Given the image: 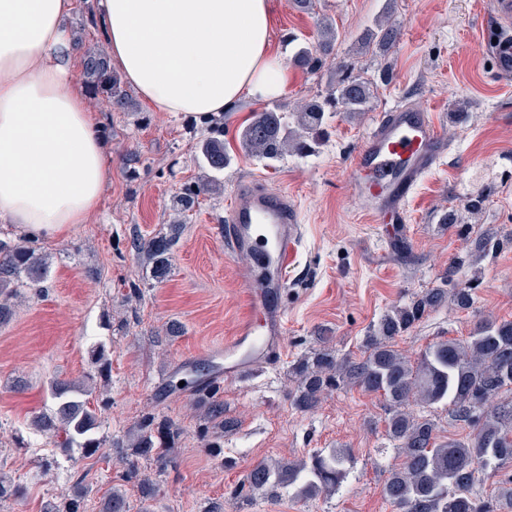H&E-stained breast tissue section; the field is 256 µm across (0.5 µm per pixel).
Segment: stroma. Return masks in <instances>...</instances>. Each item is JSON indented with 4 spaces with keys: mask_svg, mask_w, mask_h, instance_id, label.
<instances>
[{
    "mask_svg": "<svg viewBox=\"0 0 512 512\" xmlns=\"http://www.w3.org/2000/svg\"><path fill=\"white\" fill-rule=\"evenodd\" d=\"M385 0H318L316 13L292 0H270L271 46L291 58L294 46L313 42L316 16L332 21L341 59L355 74L376 81L370 109L350 116L329 113L325 141L310 155L289 154L275 163L253 157L239 134L263 100L245 99L224 115V143L231 162L224 189L200 197L183 224L170 272L155 280L131 248L133 237L167 231L172 201L185 184L207 176L199 162L202 121L154 111L130 92L127 111H97L110 148L112 178L89 223L65 236H42L49 256L46 288L22 290L12 322L0 327V468L12 473L24 496L0 502V512H40L42 501L68 491L86 474L97 492L118 483L117 463L128 434L144 413L176 424L179 464L159 479L153 512H206L223 501L224 512H395L383 487L400 457L384 431L385 402L376 394L342 388L313 410H297L289 365L327 346L338 355L358 354L362 339L391 306L435 287L464 253L465 242L443 223L448 211L464 214L467 197L487 183L496 190L474 231L496 232L502 245L482 264L475 310L444 306L433 311L396 346L418 356L436 341L464 339L481 316L512 320V77L494 69L489 39L498 24L492 0H397L396 45L382 55L356 52V37L381 14ZM327 75L290 67L277 103L293 107L326 94ZM407 104L434 113L447 149L419 182L408 204L412 240L408 257L391 250L380 226L347 190L353 155L377 113ZM465 109L463 122L448 119ZM256 180L288 191L302 226L299 258L288 271L282 299L288 316L285 353L271 367L220 386L224 425L194 409L190 390L160 394V378L179 373L192 359L213 372L208 349L235 332L242 313L239 256L226 253L220 232L224 212L243 182ZM102 343L111 371L102 386L97 456L54 449L57 461L43 474L29 445L45 442L32 429V413L49 410L52 383L91 373L87 349ZM221 448L205 454L203 439ZM347 449L353 469L341 491L304 500L294 489L259 491L250 501L234 494L259 460L296 459L316 450Z\"/></svg>",
    "mask_w": 512,
    "mask_h": 512,
    "instance_id": "1",
    "label": "stroma"
}]
</instances>
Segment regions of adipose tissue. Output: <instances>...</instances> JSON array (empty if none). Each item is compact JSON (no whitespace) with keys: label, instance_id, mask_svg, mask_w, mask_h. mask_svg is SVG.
Returning <instances> with one entry per match:
<instances>
[{"label":"adipose tissue","instance_id":"adipose-tissue-1","mask_svg":"<svg viewBox=\"0 0 512 512\" xmlns=\"http://www.w3.org/2000/svg\"><path fill=\"white\" fill-rule=\"evenodd\" d=\"M74 0H0V223L31 237L88 223L111 176L73 83ZM108 60L155 111L208 121L279 97L269 0H97Z\"/></svg>","mask_w":512,"mask_h":512}]
</instances>
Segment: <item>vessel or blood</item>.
<instances>
[{
  "label": "vessel or blood",
  "instance_id": "1",
  "mask_svg": "<svg viewBox=\"0 0 512 512\" xmlns=\"http://www.w3.org/2000/svg\"><path fill=\"white\" fill-rule=\"evenodd\" d=\"M445 149L429 112L400 105L381 116L356 151L348 173L351 192L377 223L387 225L390 248L408 245V201ZM224 222L226 251L248 260L239 279L243 312L233 336L211 353L223 365L203 379L206 387L236 382L282 355L288 318L281 297L302 237L287 191L256 182L240 185Z\"/></svg>",
  "mask_w": 512,
  "mask_h": 512
}]
</instances>
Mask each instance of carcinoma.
I'll use <instances>...</instances> for the list:
<instances>
[{"label": "carcinoma", "instance_id": "1", "mask_svg": "<svg viewBox=\"0 0 512 512\" xmlns=\"http://www.w3.org/2000/svg\"><path fill=\"white\" fill-rule=\"evenodd\" d=\"M397 0H386L373 26L357 38L365 52H387L398 40L399 26L392 21ZM74 51L80 55L82 84L95 104L113 110L128 107L129 96L121 77L112 70L105 47L86 42L82 30L72 31ZM337 34L325 18L318 20L317 41L294 48L293 63L311 75L334 66L336 82L326 95L301 102L286 111L274 107L258 112L242 129L245 150L269 162L283 159L290 151H312L324 131L325 113L342 107L350 113L364 112L373 99L371 82L349 73L350 64L336 61ZM201 163L209 174L184 185L175 197L173 209L183 217L193 211L199 196L212 194L223 184L221 175L230 164L224 146V124L212 121L200 140ZM446 222L466 242L465 254L440 277V284L416 294L387 311L365 336L358 358L340 357L328 349L314 350L289 367L297 383L293 405L310 411L324 395L345 387L379 394L386 401V436L401 456L399 466L390 469L384 496L397 512H509L512 509V479L490 496H478L474 486L488 472L512 467V321L483 318L464 340L448 339L428 346L411 359L395 348L396 338L411 331L432 310L449 304L468 311L476 302L481 284L478 265L501 246L495 233L475 237L469 225L448 213ZM177 228L132 241L136 255L150 267L154 278L167 274ZM470 269L466 280L458 278ZM48 273L47 257L37 253L33 242L13 243L0 239V326L10 322L20 289L41 292ZM98 377L108 375L110 353L102 344L90 347ZM57 381L51 386L54 407L32 415L30 426L48 436L60 448L76 451L85 458L99 454L104 439L98 436L99 406L92 398V384ZM448 406L449 420L469 429L464 438L438 439L437 426L425 415L434 405ZM193 405L218 420L224 404L212 391L196 389ZM421 411H414V406ZM173 424L161 425L155 417H142L129 437V451L121 456L120 481L136 485L141 500L151 502L157 495L155 480L144 474L142 462L161 473L176 463ZM352 459L347 450H318L306 458L262 460L247 472L241 489L265 490L286 486L308 499L337 493L347 479ZM94 488L80 477L70 493L45 502L41 512H87L86 502ZM23 488L0 470V501L18 498ZM98 512H128L126 490L112 486L98 501Z\"/></svg>", "mask_w": 512, "mask_h": 512}]
</instances>
